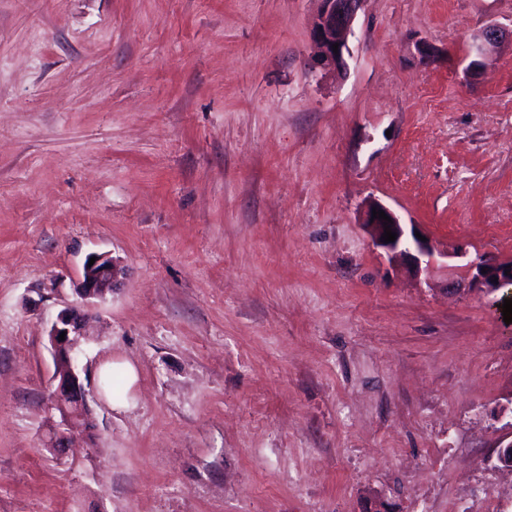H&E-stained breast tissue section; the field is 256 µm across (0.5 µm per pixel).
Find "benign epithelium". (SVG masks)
Instances as JSON below:
<instances>
[{
	"label": "benign epithelium",
	"mask_w": 512,
	"mask_h": 512,
	"mask_svg": "<svg viewBox=\"0 0 512 512\" xmlns=\"http://www.w3.org/2000/svg\"><path fill=\"white\" fill-rule=\"evenodd\" d=\"M363 0H320L321 8L311 24V39L315 52L323 65L339 69L344 66L343 51L348 35ZM502 37L496 26L486 28L475 38L469 49L474 56L473 67L482 65V60L495 47ZM338 44V52H333V44ZM382 210L392 220L390 229L397 234L393 242H384V220L373 217L372 210ZM367 210L364 223L371 227L378 246L394 255L410 257L416 266L430 264L433 250L429 243L418 239L415 230H406L398 217L389 208L376 204ZM94 264H89L90 258ZM476 279L490 291L512 284V262L476 266ZM123 274L121 262L111 254L91 252L85 258L76 291L86 301L102 302L120 282ZM89 316L79 307L66 304L58 312L48 332V342L53 356V390L50 395L51 409L58 414V420L51 427L49 447L60 458L66 456L72 432L79 423L91 416L88 407V391L77 367L75 347L84 336ZM65 340L60 341V334Z\"/></svg>",
	"instance_id": "1"
}]
</instances>
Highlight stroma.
<instances>
[{
    "mask_svg": "<svg viewBox=\"0 0 512 512\" xmlns=\"http://www.w3.org/2000/svg\"><path fill=\"white\" fill-rule=\"evenodd\" d=\"M319 7L0 0V512H512V324L472 282L512 262V0H363L343 71ZM91 252L124 275L79 346L97 449L59 459L47 331ZM502 31L497 26L487 27L481 35L475 38L469 49V54L475 59L470 62V66L478 67L482 65V60L495 47L502 37ZM373 208H376V212L383 210L392 220V223L379 219L378 214L377 218H373ZM384 222H387V225H384ZM363 223L371 227L378 246L385 249L388 253L408 256L414 261L418 268L423 261L426 265L431 263L434 253L427 240L421 241L416 237L413 224H409L410 231L408 233L406 230L407 224H401L395 213L386 206L381 204H373L370 206L365 213ZM384 226H389L392 232L397 234L394 242L384 243V239L382 238Z\"/></svg>",
    "mask_w": 512,
    "mask_h": 512,
    "instance_id": "35a3bbf8",
    "label": "stroma"
}]
</instances>
